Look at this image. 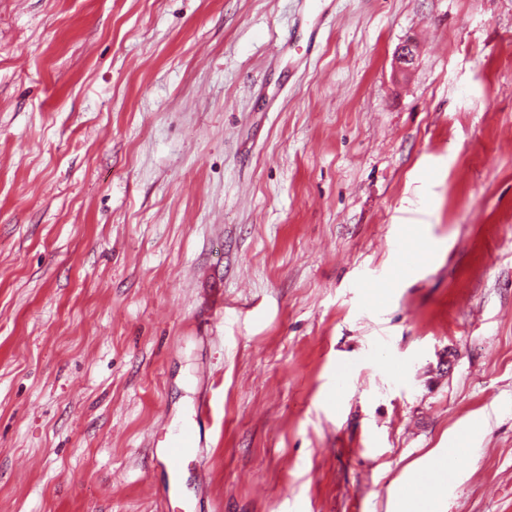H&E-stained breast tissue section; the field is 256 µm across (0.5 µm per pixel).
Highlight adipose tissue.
<instances>
[{"label":"adipose tissue","instance_id":"ef3b65f1","mask_svg":"<svg viewBox=\"0 0 512 512\" xmlns=\"http://www.w3.org/2000/svg\"><path fill=\"white\" fill-rule=\"evenodd\" d=\"M455 449L444 448L428 456L409 471L410 488L397 497L394 512H441L442 499L448 489L446 478L437 474L440 464L453 458Z\"/></svg>","mask_w":512,"mask_h":512}]
</instances>
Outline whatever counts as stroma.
Masks as SVG:
<instances>
[{
	"mask_svg": "<svg viewBox=\"0 0 512 512\" xmlns=\"http://www.w3.org/2000/svg\"><path fill=\"white\" fill-rule=\"evenodd\" d=\"M510 39L512 0H0V512H161L202 398L162 512H392L461 439L443 512H512ZM406 249H414L424 255H427L428 251H431V247L427 245L421 237L419 231L414 229H407L400 239V245L398 248L399 258V272H407V266L402 261V254ZM209 418L207 400L201 399L194 410V415L188 421L181 422L171 429L164 428L163 447L154 449L158 465L172 478L167 486V493L177 490V477L187 457L197 454L202 446L205 423Z\"/></svg>",
	"mask_w": 512,
	"mask_h": 512,
	"instance_id": "1",
	"label": "stroma"
}]
</instances>
